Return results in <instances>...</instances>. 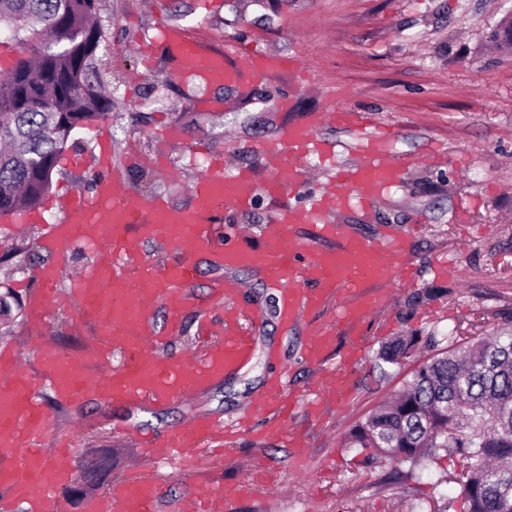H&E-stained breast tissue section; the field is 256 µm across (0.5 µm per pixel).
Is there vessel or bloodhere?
Instances as JSON below:
<instances>
[{
	"label": "vessel or blood",
	"mask_w": 512,
	"mask_h": 512,
	"mask_svg": "<svg viewBox=\"0 0 512 512\" xmlns=\"http://www.w3.org/2000/svg\"><path fill=\"white\" fill-rule=\"evenodd\" d=\"M184 75H196L212 86L240 87L282 70H294L293 60L215 50L178 26L166 28L160 41ZM360 131L363 159L339 169L334 184L307 204L281 208L263 232L262 248L239 242L236 226H229L230 244L217 245L209 225L219 209L246 207L254 192L277 197L304 186L303 158L314 151V130L324 123ZM367 115L333 110L304 123L283 127L272 148L273 172L262 185L247 173L225 174L214 166L191 188L193 203L174 208L160 199L133 202L132 188L115 176L100 180L92 198L75 196L63 201V223L50 225L43 247L56 257L37 270L40 284L32 306L48 319L52 306L74 303L82 322L91 326L85 350L64 351L50 340L37 350L39 367L23 366L15 348H0V512H11L14 501L28 500L31 512H61L56 496L59 479L68 473L71 439L47 442L50 412L41 398L50 387L63 403L77 405L96 397L121 404L169 402L207 388L225 374L243 368L253 349V327L265 314L252 310L250 326L241 323V311L231 297L228 282L214 289L224 301V335L193 359L159 356L161 344L180 335L185 313L192 307L188 290L194 282L199 256L208 255L225 270L253 269L282 295L279 320L292 327L308 320L313 328L303 349L305 361L320 364L337 335L353 333L367 316L388 301V285L409 284L411 255L400 235L364 238L335 217L358 204L370 208L387 185L403 171L388 157L390 133H372ZM309 224L327 247L312 249L298 239L294 228ZM161 241L178 252L175 263L148 262L140 246ZM98 246L95 261L70 281L69 294L58 285L68 252L79 246ZM337 303L334 321L322 322L329 303ZM164 319L153 325L155 309ZM297 407L288 395L281 367H274L259 410L270 411L263 435H276L300 444L299 433L288 420ZM246 420L224 425L196 417L167 436L144 446L153 462L176 461L182 471L198 472L211 451L203 443L222 432H244ZM247 492L240 480H228L219 495L190 494L184 512H227ZM161 486L148 477L118 482L104 496L89 501L87 512H155Z\"/></svg>",
	"instance_id": "1"
}]
</instances>
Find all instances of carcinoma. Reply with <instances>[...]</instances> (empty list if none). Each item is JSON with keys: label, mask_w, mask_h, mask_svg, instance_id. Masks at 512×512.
Returning <instances> with one entry per match:
<instances>
[{"label": "carcinoma", "mask_w": 512, "mask_h": 512, "mask_svg": "<svg viewBox=\"0 0 512 512\" xmlns=\"http://www.w3.org/2000/svg\"><path fill=\"white\" fill-rule=\"evenodd\" d=\"M100 0H0V26L30 57L0 78V218L39 206L72 132L109 117L117 104L100 68ZM417 336H400L374 363L387 378L417 357ZM346 447L373 463L421 469L455 455L462 512H512V331L448 337L394 399L356 421Z\"/></svg>", "instance_id": "obj_1"}]
</instances>
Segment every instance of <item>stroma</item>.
Wrapping results in <instances>:
<instances>
[{"instance_id": "obj_1", "label": "stroma", "mask_w": 512, "mask_h": 512, "mask_svg": "<svg viewBox=\"0 0 512 512\" xmlns=\"http://www.w3.org/2000/svg\"><path fill=\"white\" fill-rule=\"evenodd\" d=\"M510 15L512 0H219L209 10L201 0H102L100 56L118 103L108 119L74 132L69 152L84 164H62L51 197L93 194L98 141L105 137L113 163L141 201L161 197L184 208L212 162L223 161L230 175L250 171L262 182L270 176L264 150L282 126L335 108L366 112L397 128L389 151L404 174L372 210L353 207L338 221L364 237L408 234L418 281L392 288L390 304L356 336H341L315 366L300 358L305 325L286 329L277 319L279 291L257 272L239 271L232 278L241 286L242 313L258 307L267 321L250 362L208 390L163 408L98 399L64 407L44 392L53 412L50 431L72 438L74 459L95 452L112 457L110 478L96 489L58 488L66 512H84L112 482L137 475L160 483L157 512H181L193 489L216 492L225 480L243 478L250 489L231 512H448L457 458L440 451L414 471L405 464L373 465L344 439L405 378L401 371L376 377L384 343L433 335L444 348L458 327L486 336L512 326V46L494 37ZM172 24L217 47L294 58L298 70L240 89L180 78L166 57L136 52L139 44L160 41ZM284 98L292 100L291 111L280 110ZM316 138L320 148L305 159L304 188L279 198L256 194L247 209L215 225L216 237L224 238L229 223L259 232L278 209L307 200L357 160L356 132L325 124ZM44 218L41 225L0 221V295L16 301L10 315L0 317V346L17 348L33 369L29 300L36 270L53 260L41 237L45 224L61 223L63 213L48 208ZM197 264L191 287L197 307L185 313L181 335L163 349L176 358L218 338L213 318L200 308L224 271L206 255ZM357 338L367 348L351 367L347 401L331 402L323 375L341 365ZM273 350L287 362L288 389L300 398L294 425L304 447L276 438L222 437V461L197 475L183 474L172 461L148 466L140 435L165 436L192 416L225 422L249 411L262 426L264 413L252 407L265 390ZM311 404L319 405V415L308 413Z\"/></svg>"}]
</instances>
